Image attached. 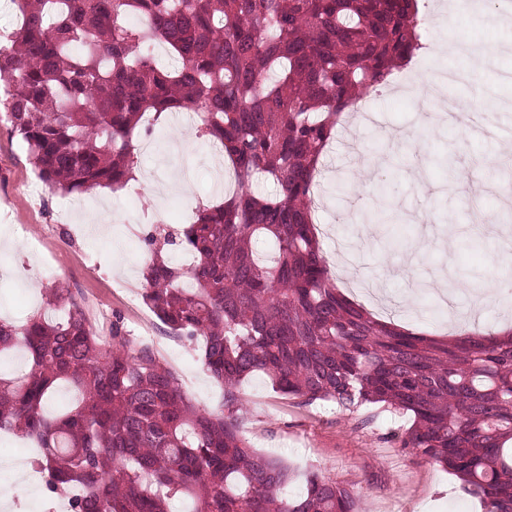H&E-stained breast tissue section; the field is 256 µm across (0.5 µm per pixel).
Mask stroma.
<instances>
[{
  "label": "stroma",
  "instance_id": "stroma-1",
  "mask_svg": "<svg viewBox=\"0 0 512 512\" xmlns=\"http://www.w3.org/2000/svg\"><path fill=\"white\" fill-rule=\"evenodd\" d=\"M422 12L432 45L423 55L425 75L466 66V58L454 50L437 49V41L447 37L491 50L512 43V28L501 23L486 0H423ZM507 71H512V52L498 53L493 67L476 70L455 92L462 99L489 95L499 100L486 126L464 130L429 122L428 102L397 86L365 98L362 110L369 121L337 129L322 156L316 233L327 269L335 271L338 248L350 250L355 283L348 294L374 317L447 339L465 328L484 334L512 329V287H500L504 274L489 267L487 244L465 238L451 249L439 244L413 251L426 231L439 240L463 236L472 186L453 174L477 169L480 157L491 155L498 142L496 124L512 117V80L503 78ZM175 124L173 114L161 115L151 122L150 133L137 138L142 174L137 189L109 194L97 188L79 195L78 207L69 211L67 194L46 190L38 201L30 200L29 185L38 176L19 136L0 121V318L21 325L36 315L58 317L48 298L52 286L63 283L103 343H112L113 330H120L173 372L188 399L214 409L222 390L206 372L198 348L171 334L145 304L140 286L151 256L145 240L157 232L158 221H190L198 204L224 198L223 188L212 185L216 158L208 143L200 139L178 149ZM407 130L432 156L423 164L427 177L421 182L408 174L418 163L409 149L382 145L385 133ZM349 136L365 156L380 159L374 178L357 179L354 155L345 147ZM182 169L193 174L187 193L171 184L173 172ZM92 213L101 215L100 224L84 223ZM447 265L463 279L450 312L424 288ZM491 284L497 287L495 300L478 303L480 288ZM241 394L248 409L245 436L254 448L297 472L290 493H300L305 474L316 470L360 494L361 512H480V503L461 491L455 476L399 447L396 438L411 426L410 414L380 404L354 412L322 401L302 404L276 391L260 373L244 380ZM36 452L28 438H0V512H69L67 498H45L38 476L28 479L23 495L10 496L16 479L11 459H29Z\"/></svg>",
  "mask_w": 512,
  "mask_h": 512
}]
</instances>
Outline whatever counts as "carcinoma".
I'll use <instances>...</instances> for the list:
<instances>
[{
    "label": "carcinoma",
    "mask_w": 512,
    "mask_h": 512,
    "mask_svg": "<svg viewBox=\"0 0 512 512\" xmlns=\"http://www.w3.org/2000/svg\"><path fill=\"white\" fill-rule=\"evenodd\" d=\"M0 46L12 131L51 191L130 180L148 112L202 113L238 192L199 207L163 242L148 238L146 305L175 336L203 341L224 385L219 409L192 404L147 347L103 346L70 289L66 316L0 320V357L26 347L28 370L0 374V433L41 453L49 496L71 512H359L360 497L317 471L289 497L290 469L241 430L240 383L346 411L383 403L413 415L401 439L441 464L486 512H512V330L438 342L373 319L333 284L312 223V187L339 116L426 48L418 0H22ZM155 43L172 56L156 64ZM267 178L275 196L252 191ZM268 239L265 263L252 249ZM195 262L175 266L168 247ZM80 393L59 416L54 388Z\"/></svg>",
    "instance_id": "cac0c4a2"
}]
</instances>
